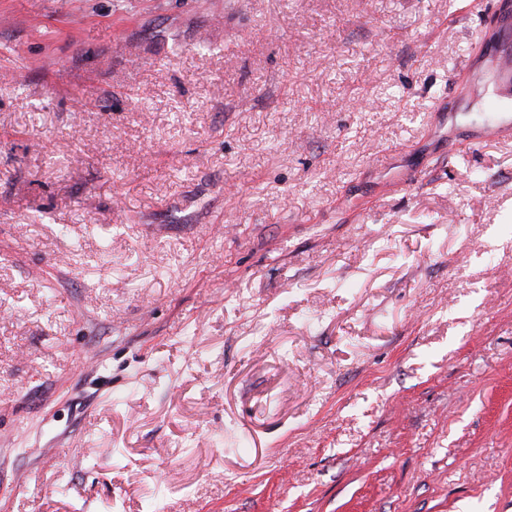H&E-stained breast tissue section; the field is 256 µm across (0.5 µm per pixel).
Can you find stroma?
<instances>
[{
    "mask_svg": "<svg viewBox=\"0 0 512 512\" xmlns=\"http://www.w3.org/2000/svg\"><path fill=\"white\" fill-rule=\"evenodd\" d=\"M497 2L0 0V512H512Z\"/></svg>",
    "mask_w": 512,
    "mask_h": 512,
    "instance_id": "obj_1",
    "label": "stroma"
}]
</instances>
